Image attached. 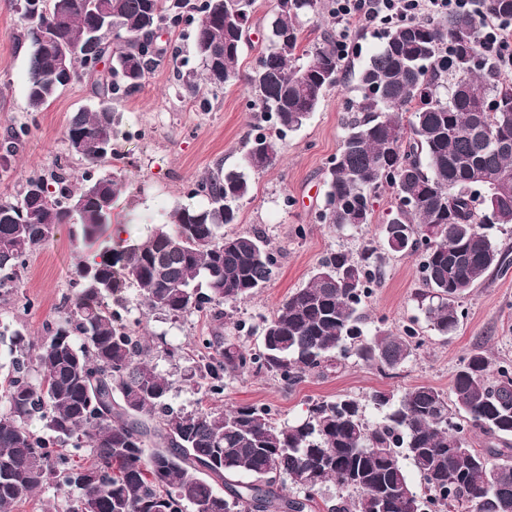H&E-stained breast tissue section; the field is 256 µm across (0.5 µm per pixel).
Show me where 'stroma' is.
I'll return each instance as SVG.
<instances>
[{
    "label": "stroma",
    "instance_id": "obj_1",
    "mask_svg": "<svg viewBox=\"0 0 512 512\" xmlns=\"http://www.w3.org/2000/svg\"><path fill=\"white\" fill-rule=\"evenodd\" d=\"M273 19L274 0H258L239 56L241 73H249L265 52ZM162 40L176 48V55L165 56L137 93L114 104L121 115L114 147L122 162L91 165L70 152L66 127L73 112L99 107L93 78L79 74L48 106L29 112V44L23 37L16 0H0V145L11 129H28L14 155L0 161V198L15 195L29 176L47 177L66 164L78 175L88 170L126 182V192L112 206V224L131 228L136 237L163 223L176 207L203 205L202 197L190 194L193 182L216 167L239 166L262 120L252 106L251 88L243 80L227 86L209 110H201L174 78L182 64H198L192 27L165 33ZM349 41L355 50L342 62L336 86L325 92L317 112L301 128L283 136L281 161L266 172L251 174L250 192L239 203L235 231L264 234L278 257L272 280L237 304L223 328L228 334L234 322H247L249 329L241 339L250 348L261 342L258 328L263 320L307 284L322 257L336 249L358 252L365 241L379 235L374 224L339 234L315 220L323 203L325 172L352 117L358 73L381 45L383 35L355 31ZM94 253L74 235L72 225H59L54 236L28 256L20 279L0 287V325L21 326L28 336H41L46 323L68 313L69 300L78 291L77 270ZM381 263L383 278L362 312L371 329L415 325L422 345L404 366L384 373L352 358L322 374L306 373L292 385L267 373L245 374L226 380L223 394L215 397L204 395L188 381L198 353L197 339L212 331L210 319L197 313L178 319L158 311L145 314L134 289H125L124 295L131 318L139 322L138 334L153 347V364L173 382L170 404L188 411L253 404L271 407L280 420L294 421L305 417L314 402L348 395L365 401V416L374 422L379 413L367 402L374 391L400 393L426 384L450 393L456 367L478 348L493 360L512 361V269L503 275L488 272L462 300L464 316L458 329L441 337L414 298L421 286L418 255L385 251ZM168 347L181 349V359L165 356Z\"/></svg>",
    "mask_w": 512,
    "mask_h": 512
}]
</instances>
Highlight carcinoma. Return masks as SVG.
Listing matches in <instances>:
<instances>
[{
    "label": "carcinoma",
    "mask_w": 512,
    "mask_h": 512,
    "mask_svg": "<svg viewBox=\"0 0 512 512\" xmlns=\"http://www.w3.org/2000/svg\"><path fill=\"white\" fill-rule=\"evenodd\" d=\"M256 0H20L30 41L27 99L47 106L78 75L84 50L112 66L93 76L108 104L72 114L66 138L80 136L82 158L114 143L120 117L110 106L141 85L166 49L153 29L194 23V51L203 75L179 70L176 79L206 109L239 79L244 30ZM66 11L58 19L56 8ZM331 4L276 0L269 47L248 75L254 106L275 132L253 138L243 169H217L190 190L202 207H177L168 222L142 238L106 245L78 270L80 289L67 316L40 339L11 333L10 371L0 387V512L52 482L74 487L64 512H308L319 486L342 492L328 512H512V457L496 448L512 436V363L495 364L472 351L452 378L453 405L430 385L399 397L375 391L380 412L371 423L360 400L317 402L306 418L279 422L270 408L176 410L169 376L151 364L153 349L136 335L122 286L134 288L150 312L179 318L205 313L218 323L202 339L193 385L224 393L232 376L265 372L287 384L303 374L337 367L351 357L384 371L409 361L421 346L417 330L380 327L365 334L361 306L380 283L378 249L419 253V308L441 336L453 333L460 302L491 270L509 269L507 253L486 233L512 224V87L497 78L512 60L483 54L467 14L439 22L398 23L359 73L358 115L345 126L326 171L318 221L342 233L380 225V244L358 255L328 253L307 284L261 325V346L247 348L219 326L272 277L277 256L257 231L227 233L249 191L247 172L280 160V133L300 128L336 85L334 42L304 43L305 18ZM495 22L512 21V0H485ZM479 56L470 69L471 55ZM59 167L32 176L12 198L0 199V286L14 282L30 252L61 224H76L82 240L97 242L111 224L122 191L114 178L85 171L80 188ZM394 204L376 218L380 189ZM38 372L37 381L31 373ZM43 424L45 433L31 428ZM474 427L486 437L476 448ZM423 482L417 491L409 471ZM291 483L297 495L283 492Z\"/></svg>",
    "instance_id": "obj_1"
}]
</instances>
